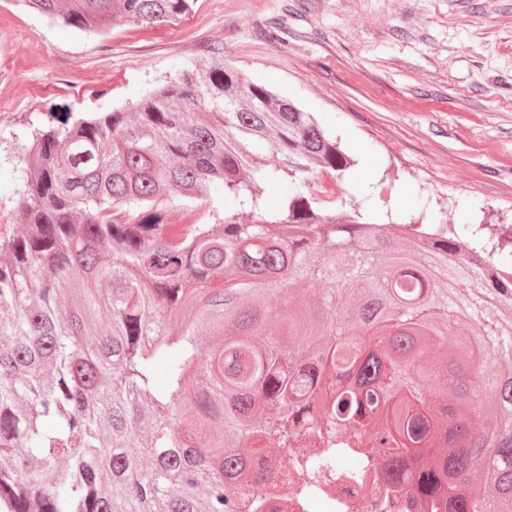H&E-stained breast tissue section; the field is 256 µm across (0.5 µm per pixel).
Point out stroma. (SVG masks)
Returning <instances> with one entry per match:
<instances>
[{"mask_svg":"<svg viewBox=\"0 0 512 512\" xmlns=\"http://www.w3.org/2000/svg\"><path fill=\"white\" fill-rule=\"evenodd\" d=\"M224 62L313 113L352 166L313 169L323 212L427 219L512 241V0H195L180 21L89 35L0 0V234L20 153L67 113L136 104L192 60Z\"/></svg>","mask_w":512,"mask_h":512,"instance_id":"1","label":"stroma"}]
</instances>
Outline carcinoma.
I'll use <instances>...</instances> for the list:
<instances>
[{
    "instance_id": "cac0c4a2",
    "label": "carcinoma",
    "mask_w": 512,
    "mask_h": 512,
    "mask_svg": "<svg viewBox=\"0 0 512 512\" xmlns=\"http://www.w3.org/2000/svg\"><path fill=\"white\" fill-rule=\"evenodd\" d=\"M25 2L103 32L194 0ZM211 53L32 132L0 236V509L264 512L289 461L293 502L343 478L402 512H512V279L413 217L320 213L306 174L350 157Z\"/></svg>"
}]
</instances>
